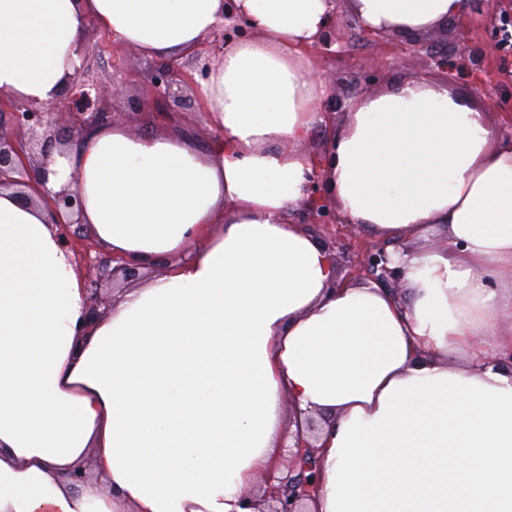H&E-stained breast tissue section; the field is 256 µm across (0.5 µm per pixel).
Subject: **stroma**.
I'll return each mask as SVG.
<instances>
[{
	"label": "stroma",
	"mask_w": 512,
	"mask_h": 512,
	"mask_svg": "<svg viewBox=\"0 0 512 512\" xmlns=\"http://www.w3.org/2000/svg\"><path fill=\"white\" fill-rule=\"evenodd\" d=\"M490 15L474 11L467 26L449 22L448 36L443 43L423 45L412 50L403 37H396L390 55H381L368 42L358 39L353 32L344 35L345 50L335 59L324 63L322 72L336 98L337 121H344L347 104L360 97L385 91L414 78H425L434 82L450 81L453 90L466 104L485 112L494 122L499 133L512 138V126L506 125L504 113H512V49L503 52L491 51ZM88 48L95 51L96 77L104 89L103 102L108 110L129 111L132 102L146 97L149 88L148 75L152 61L142 58L130 49L117 47L111 38L96 28H89ZM482 50L490 52L496 77L492 82L481 83L473 76L471 54ZM446 54L452 68V78H445L431 62L436 54ZM406 56V63H399V56ZM123 73L128 82V96L115 101L108 96L107 89L115 73ZM299 228L312 238L324 237L336 248V271L338 278H348L351 264L357 252L370 246H385V239L365 231L348 236L341 224H314L309 217H302Z\"/></svg>",
	"instance_id": "obj_1"
}]
</instances>
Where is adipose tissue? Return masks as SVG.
<instances>
[{"instance_id": "1", "label": "adipose tissue", "mask_w": 512, "mask_h": 512, "mask_svg": "<svg viewBox=\"0 0 512 512\" xmlns=\"http://www.w3.org/2000/svg\"><path fill=\"white\" fill-rule=\"evenodd\" d=\"M252 39L195 78L208 151L89 127L35 171L76 183L100 248L163 275L86 330L44 208L0 190V512H242L289 408L325 414L312 512H512V143L446 85L353 101L327 164L305 150L331 95L305 46L326 0H237ZM371 29L424 34L468 0H350ZM224 0H0V93L52 103L88 25L157 62L202 52ZM324 168L339 215L415 246L406 290L334 288L297 227ZM91 462L101 483L72 484Z\"/></svg>"}]
</instances>
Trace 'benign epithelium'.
<instances>
[{
  "mask_svg": "<svg viewBox=\"0 0 512 512\" xmlns=\"http://www.w3.org/2000/svg\"><path fill=\"white\" fill-rule=\"evenodd\" d=\"M345 0H329L332 9L326 23L312 38L309 48L334 56L332 46L339 43L336 33L337 18ZM491 30L496 38L504 37L512 26V0H494ZM346 27L356 30L360 36L382 48L388 44L391 35L384 30L365 28L359 16L350 14ZM254 36L253 28L242 16L235 0H224L222 22L209 37V42L217 49L227 44L248 40ZM209 62L199 59L183 63H157L150 75V100L158 101L154 120L168 124L178 112L193 108L191 99L185 94V84L191 73L207 76ZM99 90L93 76L90 62L85 61L75 70L71 83L61 100L43 104L16 99H6L0 93V112L10 117V128L0 129V188L11 189L15 196L26 205L35 201L26 192L30 187L31 173L43 167L52 149L61 150L75 142L80 134L92 125L99 123H124L128 112H110L103 107L100 98H92L90 90ZM314 204L309 215L317 224L336 223V212L323 200L321 195L322 177L315 173L311 177ZM44 200L51 214L57 218L58 236L61 246L74 250L76 240L84 235L86 228L75 219L82 211V197L78 188L71 184L54 194H46ZM351 276L355 279H372L389 286L404 279V269L395 263L383 247H375L362 253L354 263ZM145 273L140 267L119 257L91 264L87 270L85 291L88 299L89 316L111 307V297L106 286L117 288L142 280ZM321 428V420L310 416L305 423L297 424L294 433H288L293 443L288 445L279 471L283 476L269 478L273 485L267 487L263 496L254 491L241 493L240 504L244 509L258 512H309L308 501L315 498L318 489V469L320 466L316 446L311 439Z\"/></svg>",
  "mask_w": 512,
  "mask_h": 512,
  "instance_id": "obj_1",
  "label": "benign epithelium"
}]
</instances>
